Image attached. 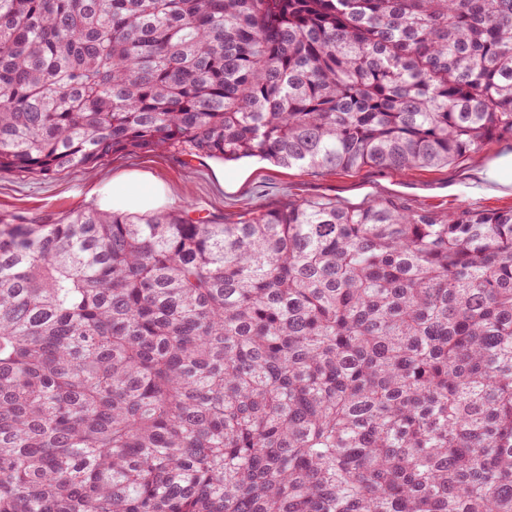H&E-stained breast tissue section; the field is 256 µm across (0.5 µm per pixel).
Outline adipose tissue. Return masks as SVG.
I'll return each mask as SVG.
<instances>
[{
    "mask_svg": "<svg viewBox=\"0 0 512 512\" xmlns=\"http://www.w3.org/2000/svg\"><path fill=\"white\" fill-rule=\"evenodd\" d=\"M96 193L98 205L105 211L155 212L169 200V190L163 183L140 173L103 184Z\"/></svg>",
    "mask_w": 512,
    "mask_h": 512,
    "instance_id": "obj_1",
    "label": "adipose tissue"
}]
</instances>
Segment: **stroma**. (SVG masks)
<instances>
[{
    "label": "stroma",
    "mask_w": 512,
    "mask_h": 512,
    "mask_svg": "<svg viewBox=\"0 0 512 512\" xmlns=\"http://www.w3.org/2000/svg\"><path fill=\"white\" fill-rule=\"evenodd\" d=\"M512 154V139L495 141L476 157L403 171L364 167L353 172L282 167L259 159L228 162L216 180V159L172 150L156 154L119 153L94 169H72L51 177L0 173V217L17 215L61 218L96 208V188L124 173L140 171L164 183L171 194L169 210L228 224L257 210L330 198L343 206L391 200L400 206L436 215L464 207L512 209V185L483 189L477 167Z\"/></svg>",
    "instance_id": "stroma-1"
}]
</instances>
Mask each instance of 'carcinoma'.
<instances>
[{
  "label": "carcinoma",
  "mask_w": 512,
  "mask_h": 512,
  "mask_svg": "<svg viewBox=\"0 0 512 512\" xmlns=\"http://www.w3.org/2000/svg\"><path fill=\"white\" fill-rule=\"evenodd\" d=\"M501 138L512 0H0V172ZM0 512H512V210L1 219Z\"/></svg>",
  "instance_id": "1"
}]
</instances>
